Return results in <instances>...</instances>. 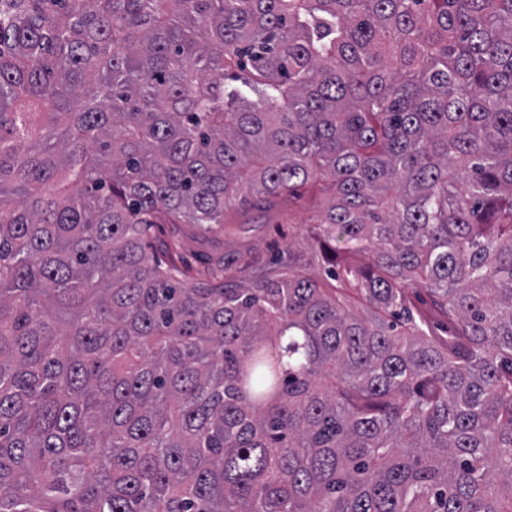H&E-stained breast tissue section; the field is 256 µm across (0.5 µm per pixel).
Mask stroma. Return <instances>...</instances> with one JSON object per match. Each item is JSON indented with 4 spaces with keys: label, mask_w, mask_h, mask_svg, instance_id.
I'll return each mask as SVG.
<instances>
[{
    "label": "stroma",
    "mask_w": 512,
    "mask_h": 512,
    "mask_svg": "<svg viewBox=\"0 0 512 512\" xmlns=\"http://www.w3.org/2000/svg\"><path fill=\"white\" fill-rule=\"evenodd\" d=\"M325 200V194L304 186L295 195L273 197L259 205L233 202L224 214L223 230L206 233L184 225L180 257L195 266L208 255L224 254L225 280L245 282L277 268L279 258L288 254L289 240L319 221Z\"/></svg>",
    "instance_id": "stroma-1"
}]
</instances>
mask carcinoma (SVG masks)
I'll return each mask as SVG.
<instances>
[{"mask_svg": "<svg viewBox=\"0 0 512 512\" xmlns=\"http://www.w3.org/2000/svg\"><path fill=\"white\" fill-rule=\"evenodd\" d=\"M0 512H512V0H0ZM327 194L308 186L295 195H281L265 203L241 204L237 199L224 214V232L204 233L194 224H183L180 257L199 266L204 257L223 253L225 281L236 284L262 272L277 269L288 262V240L308 231L316 224Z\"/></svg>", "mask_w": 512, "mask_h": 512, "instance_id": "cac0c4a2", "label": "carcinoma"}]
</instances>
